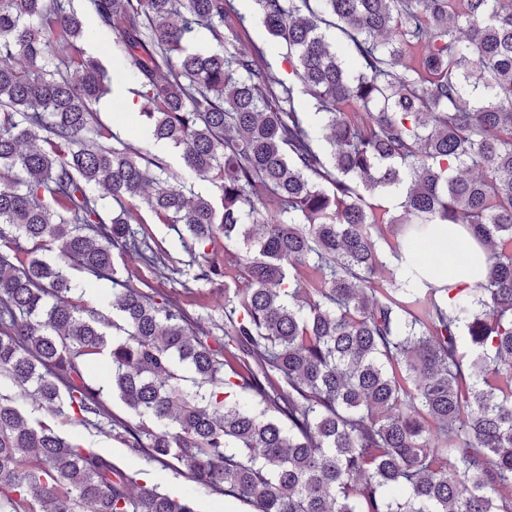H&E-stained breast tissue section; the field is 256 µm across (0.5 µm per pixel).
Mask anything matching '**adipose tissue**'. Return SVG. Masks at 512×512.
Masks as SVG:
<instances>
[{
  "label": "adipose tissue",
  "instance_id": "ef3b65f1",
  "mask_svg": "<svg viewBox=\"0 0 512 512\" xmlns=\"http://www.w3.org/2000/svg\"><path fill=\"white\" fill-rule=\"evenodd\" d=\"M438 236L447 238L450 249L446 255L450 284L472 288L485 280L486 252L459 224H437L433 227Z\"/></svg>",
  "mask_w": 512,
  "mask_h": 512
}]
</instances>
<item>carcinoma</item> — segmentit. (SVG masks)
Listing matches in <instances>:
<instances>
[{
	"instance_id": "obj_1",
	"label": "carcinoma",
	"mask_w": 512,
	"mask_h": 512,
	"mask_svg": "<svg viewBox=\"0 0 512 512\" xmlns=\"http://www.w3.org/2000/svg\"><path fill=\"white\" fill-rule=\"evenodd\" d=\"M254 3L286 81L236 0H0V376L50 415L0 392V509L196 512L133 492L60 419L105 423L254 512H512V0ZM86 14L133 75L138 147L98 118L108 74ZM200 29L212 47L188 50ZM160 142L218 198L188 190ZM397 193L401 215L381 204ZM149 219L183 225L190 255L219 234L245 248L192 276L235 283L224 342L177 296L117 277L116 250L182 263ZM432 224L485 248L484 282L453 288L402 251ZM75 270L117 286L116 319L71 296ZM100 355L135 421L87 380ZM239 12L245 16L246 35L264 50L265 59L272 65L277 77L288 80V65L282 63L287 50L284 44L271 39L255 18V4L251 0H239ZM2 391H6L7 394L11 395L16 405L30 418L33 419H50L47 411L41 406V403L30 393L20 390L16 386L12 385L9 380L5 377L0 379Z\"/></svg>"
}]
</instances>
